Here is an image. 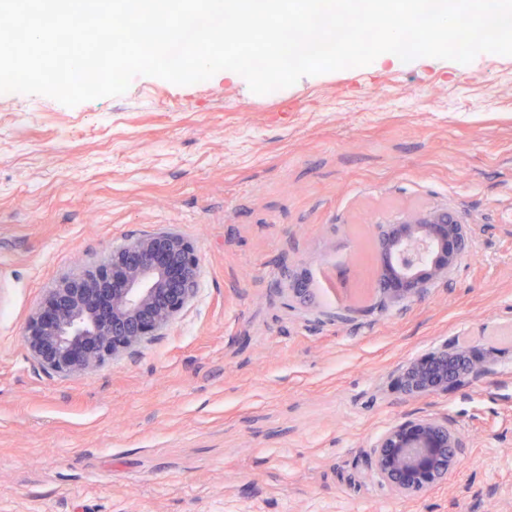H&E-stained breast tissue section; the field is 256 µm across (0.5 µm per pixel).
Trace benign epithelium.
<instances>
[{"mask_svg": "<svg viewBox=\"0 0 512 512\" xmlns=\"http://www.w3.org/2000/svg\"><path fill=\"white\" fill-rule=\"evenodd\" d=\"M383 265L377 283L393 300H413L448 273L471 247L458 215L446 208L410 210L377 237ZM198 288V259L181 236L139 237L112 250L108 262L63 278L27 326L43 365L85 376L107 359L167 328ZM496 360L462 346L411 360L401 375L411 398L446 394L478 379ZM463 456L462 438L446 419L419 417L391 425L373 445L370 471L387 491L417 497L448 480Z\"/></svg>", "mask_w": 512, "mask_h": 512, "instance_id": "7a95c632", "label": "benign epithelium"}]
</instances>
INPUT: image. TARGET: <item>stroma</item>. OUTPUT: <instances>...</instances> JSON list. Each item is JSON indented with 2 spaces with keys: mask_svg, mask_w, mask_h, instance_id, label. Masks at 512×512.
Returning a JSON list of instances; mask_svg holds the SVG:
<instances>
[{
  "mask_svg": "<svg viewBox=\"0 0 512 512\" xmlns=\"http://www.w3.org/2000/svg\"><path fill=\"white\" fill-rule=\"evenodd\" d=\"M430 207L472 241L443 280L327 301L317 268L375 276L377 221ZM160 232L194 248L191 302L88 375L45 368L26 327L49 291ZM446 343L497 362L406 396ZM426 415L462 463L392 495L371 446ZM0 512H512V56L380 57L266 95L221 72L73 107L0 94Z\"/></svg>",
  "mask_w": 512,
  "mask_h": 512,
  "instance_id": "1",
  "label": "stroma"
}]
</instances>
